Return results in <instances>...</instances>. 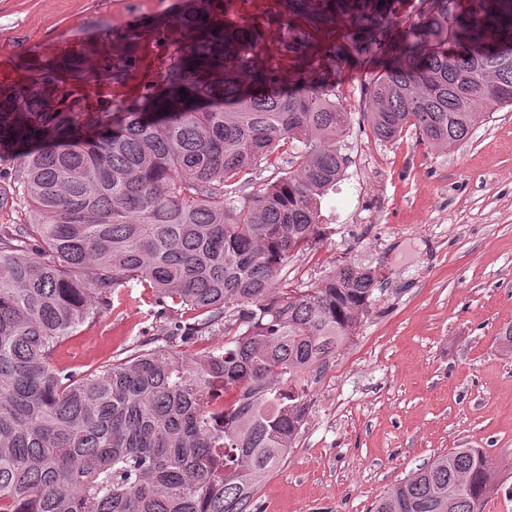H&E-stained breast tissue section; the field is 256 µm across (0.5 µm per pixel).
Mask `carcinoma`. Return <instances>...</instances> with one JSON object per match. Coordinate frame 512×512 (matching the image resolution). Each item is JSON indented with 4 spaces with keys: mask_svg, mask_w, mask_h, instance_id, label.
<instances>
[{
    "mask_svg": "<svg viewBox=\"0 0 512 512\" xmlns=\"http://www.w3.org/2000/svg\"><path fill=\"white\" fill-rule=\"evenodd\" d=\"M200 2L174 19L188 40L161 83L114 111L56 99L65 78L95 73L90 49L0 88V149L15 152L24 211L0 232V512H253L305 427L310 373L387 281L350 264L306 288L288 281L291 259L330 233L322 201L352 113L324 79L294 85L265 60L261 28ZM279 2L284 57L338 18L350 31L332 60L391 54L363 113L382 141L412 128L448 147L485 107L512 106V0H420L400 42L402 0ZM288 143L283 175L254 181ZM130 283L167 323L105 366H58L56 347ZM498 486L485 452L451 448L370 512H483Z\"/></svg>",
    "mask_w": 512,
    "mask_h": 512,
    "instance_id": "carcinoma-1",
    "label": "carcinoma"
}]
</instances>
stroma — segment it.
Returning a JSON list of instances; mask_svg holds the SVG:
<instances>
[{
    "mask_svg": "<svg viewBox=\"0 0 512 512\" xmlns=\"http://www.w3.org/2000/svg\"><path fill=\"white\" fill-rule=\"evenodd\" d=\"M237 25L266 20L269 55L288 29L278 0H210ZM180 0H0V86H25L46 66L95 47V68L129 55L128 75L65 81L104 110L159 84L180 35ZM372 71L346 63L336 101L353 124L347 162L322 204L330 235L289 266L320 282L343 264L389 280L353 339L309 380L308 424L258 491L257 512H368L388 486L451 448H482L504 473L484 512H512V109H491L463 144L438 150L405 131L377 139L363 114ZM151 299L132 285L56 352L87 371L156 330Z\"/></svg>",
    "mask_w": 512,
    "mask_h": 512,
    "instance_id": "35a3bbf8",
    "label": "stroma"
}]
</instances>
